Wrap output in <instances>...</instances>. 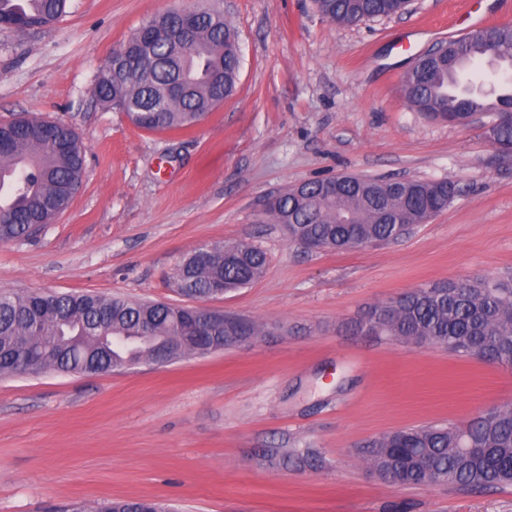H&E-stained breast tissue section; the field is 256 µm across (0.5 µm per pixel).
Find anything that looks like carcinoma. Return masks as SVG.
Segmentation results:
<instances>
[{"mask_svg":"<svg viewBox=\"0 0 512 512\" xmlns=\"http://www.w3.org/2000/svg\"><path fill=\"white\" fill-rule=\"evenodd\" d=\"M327 20L357 25L391 16L405 0H315ZM68 0H0V26L38 28L65 16ZM148 26L155 34L151 64L131 51L136 33L120 46L125 74L112 77L114 58L103 65L95 87L101 103L128 113L140 129L150 132L187 128L202 119L221 99L234 92L241 67L236 33L224 14L202 11L194 28L178 31L180 15L155 16ZM484 43L468 36L448 41V53L430 55L407 73L408 101L433 119L453 115L467 126L474 117L494 122L512 110V83L489 91L468 75L485 60L498 69H512V26L493 25ZM182 86L174 98L171 89ZM85 145L69 125L21 117L0 123V243L34 232V228L65 211L82 183ZM328 184H304L306 195L285 196L268 209L278 224L294 220L305 233L349 250L357 242L398 239L416 224L442 212L458 195L450 180L346 181L333 194ZM267 256L239 243L213 247L197 267L178 269L176 279L192 285V297L204 299L213 283L235 291L260 278ZM189 315L158 302L121 297L50 292L0 293V375L17 373L18 362L29 370L47 369L82 374L90 370L119 372L130 364L153 363L163 347L185 354L207 355L219 341L260 335L248 319L219 314L204 329L192 330ZM365 318L386 336L416 338L429 345L447 344L459 356L512 367V280L450 281L415 288L371 307ZM281 457L297 468L313 465V452L284 453L272 448L266 457ZM364 459L379 476L399 486H426L430 480L466 489L512 484V403L484 411L465 424L428 425L397 430L367 445ZM98 512H165L151 500L114 501Z\"/></svg>","mask_w":512,"mask_h":512,"instance_id":"carcinoma-1","label":"carcinoma"}]
</instances>
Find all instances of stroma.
Returning a JSON list of instances; mask_svg holds the SVG:
<instances>
[{
	"mask_svg": "<svg viewBox=\"0 0 512 512\" xmlns=\"http://www.w3.org/2000/svg\"><path fill=\"white\" fill-rule=\"evenodd\" d=\"M464 0H410L354 26L314 0H70L39 28L0 26V122L72 126L86 144L71 206L0 244V292L188 299L183 258L247 244L268 265L211 308L264 323L256 343L123 372L0 377V512L153 499L171 512H512V485L401 487L368 441L512 403V369L362 331L372 306L435 282L512 276V156L485 123L424 117L404 79ZM214 10L241 50L235 93L194 126L146 132L100 104L103 63L154 15ZM351 174L451 180L461 192L403 238L310 251L267 201ZM312 450L304 469L268 449Z\"/></svg>",
	"mask_w": 512,
	"mask_h": 512,
	"instance_id": "obj_1",
	"label": "stroma"
}]
</instances>
